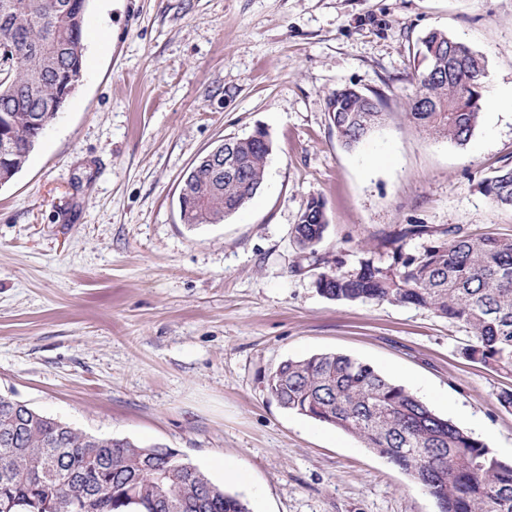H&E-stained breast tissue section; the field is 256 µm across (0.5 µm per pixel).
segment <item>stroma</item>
<instances>
[{"instance_id":"obj_1","label":"stroma","mask_w":512,"mask_h":512,"mask_svg":"<svg viewBox=\"0 0 512 512\" xmlns=\"http://www.w3.org/2000/svg\"><path fill=\"white\" fill-rule=\"evenodd\" d=\"M440 29L512 93V0H87L82 76L0 187V393L89 434L161 444L251 512H438L402 470L285 410L286 358L349 355L512 461V377L461 358L465 329L388 302H334L291 234L310 197L337 272L391 261L411 224L512 236L482 181L512 168V112L462 147L406 116L419 39ZM382 94L349 150L329 94ZM267 131L261 192L221 224L180 220V180L220 140ZM246 472L225 483L213 462Z\"/></svg>"}]
</instances>
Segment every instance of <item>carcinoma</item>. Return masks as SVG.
Returning <instances> with one entry per match:
<instances>
[{"mask_svg":"<svg viewBox=\"0 0 512 512\" xmlns=\"http://www.w3.org/2000/svg\"><path fill=\"white\" fill-rule=\"evenodd\" d=\"M86 0H0V186L18 174L34 143L80 80ZM413 66L416 92L407 117L427 134L464 146L481 119L484 57L441 30L423 38ZM332 126L352 149L387 120L383 97L361 100L346 89L329 95ZM269 156L250 144L240 174L214 180L209 166L186 174L179 204L195 229L234 215L260 191ZM493 202L512 206V169L482 183ZM312 197L293 225L300 258L328 263L318 245L327 231ZM427 237L417 254L406 237ZM392 262L320 273L317 292L338 302H389L431 311L464 326L459 354L512 376V237L473 236L460 226L413 224L395 237ZM285 409L359 438L406 472L434 498L439 512H512V464L471 433L440 417L405 386L348 355L314 354L281 361L267 380ZM0 512H250L242 497L160 444L89 435L0 394Z\"/></svg>","mask_w":512,"mask_h":512,"instance_id":"cac0c4a2","label":"carcinoma"}]
</instances>
